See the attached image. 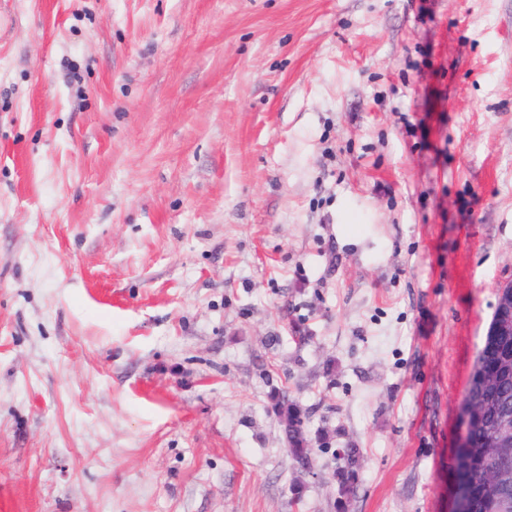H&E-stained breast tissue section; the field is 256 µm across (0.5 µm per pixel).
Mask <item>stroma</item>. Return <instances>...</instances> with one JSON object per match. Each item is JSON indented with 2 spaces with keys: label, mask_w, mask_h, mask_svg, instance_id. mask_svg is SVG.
<instances>
[{
  "label": "stroma",
  "mask_w": 512,
  "mask_h": 512,
  "mask_svg": "<svg viewBox=\"0 0 512 512\" xmlns=\"http://www.w3.org/2000/svg\"><path fill=\"white\" fill-rule=\"evenodd\" d=\"M511 282L512 0H0V512H450ZM275 406L286 437L289 455L302 466L308 465L312 448L304 432V414L285 394L276 397Z\"/></svg>",
  "instance_id": "35a3bbf8"
}]
</instances>
